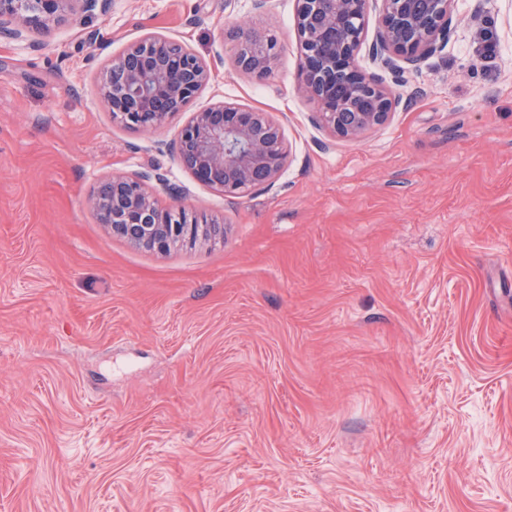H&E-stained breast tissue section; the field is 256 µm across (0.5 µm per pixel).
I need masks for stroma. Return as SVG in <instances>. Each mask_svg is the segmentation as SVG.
<instances>
[{
    "mask_svg": "<svg viewBox=\"0 0 512 512\" xmlns=\"http://www.w3.org/2000/svg\"><path fill=\"white\" fill-rule=\"evenodd\" d=\"M295 10L114 0L0 39V512H512V0H457L358 142L296 94ZM238 24L283 46L265 81L235 66ZM147 33L211 78L142 132L98 71ZM223 100L281 125L273 186L227 197L178 162L191 112ZM115 173L166 179L160 205L223 240L113 238L86 200Z\"/></svg>",
    "mask_w": 512,
    "mask_h": 512,
    "instance_id": "1",
    "label": "stroma"
}]
</instances>
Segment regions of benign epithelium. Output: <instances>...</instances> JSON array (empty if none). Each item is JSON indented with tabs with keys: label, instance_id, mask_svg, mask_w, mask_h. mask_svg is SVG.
<instances>
[{
	"label": "benign epithelium",
	"instance_id": "obj_1",
	"mask_svg": "<svg viewBox=\"0 0 512 512\" xmlns=\"http://www.w3.org/2000/svg\"><path fill=\"white\" fill-rule=\"evenodd\" d=\"M380 2L369 58L358 64L373 2ZM111 0H0V37L24 41L33 30L52 34L79 3L83 12H107ZM300 40L297 91L311 101L319 124L356 141L390 118L392 100L383 73L398 81L448 43L454 0H296ZM239 69L263 81L280 43L273 35L236 27ZM209 80L201 58L185 44L148 34L113 57L99 79L112 119L130 129L153 130L190 105ZM180 164L200 182L237 197L271 186L283 173L287 149L280 125L266 112L217 102L192 113L174 144ZM148 176L116 173L89 199L113 237L157 253L224 237V225L206 224L185 206L165 208L147 189Z\"/></svg>",
	"mask_w": 512,
	"mask_h": 512
}]
</instances>
